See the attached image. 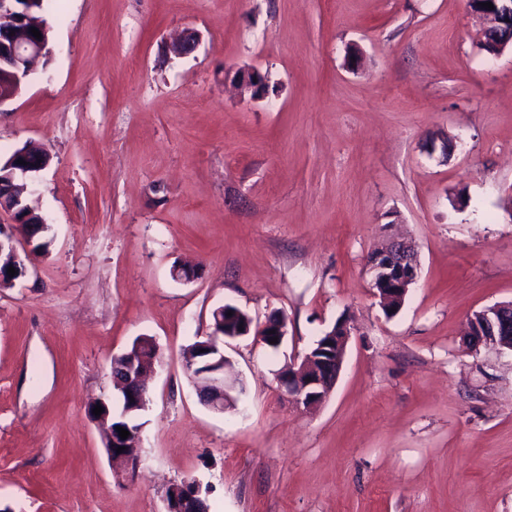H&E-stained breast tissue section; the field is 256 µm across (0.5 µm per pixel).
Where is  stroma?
<instances>
[{"label":"stroma","instance_id":"stroma-1","mask_svg":"<svg viewBox=\"0 0 512 512\" xmlns=\"http://www.w3.org/2000/svg\"><path fill=\"white\" fill-rule=\"evenodd\" d=\"M50 54L0 107V158L51 155L33 203L47 251L0 288V508L165 512L196 480L209 512H512V352L468 317L512 300V49L469 0H46ZM195 51L168 54L182 35ZM259 70L253 98L234 74ZM392 235L419 277L386 316L367 271ZM194 265L193 282L173 267ZM231 304L234 407L184 370ZM330 397L279 372L336 321ZM139 336L162 362L118 483L87 415Z\"/></svg>","mask_w":512,"mask_h":512}]
</instances>
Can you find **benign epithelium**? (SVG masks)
I'll return each mask as SVG.
<instances>
[{
	"instance_id": "benign-epithelium-1",
	"label": "benign epithelium",
	"mask_w": 512,
	"mask_h": 512,
	"mask_svg": "<svg viewBox=\"0 0 512 512\" xmlns=\"http://www.w3.org/2000/svg\"><path fill=\"white\" fill-rule=\"evenodd\" d=\"M491 2L494 9L489 10L482 4ZM24 0H0V77L9 76L14 88L0 93V108L13 101L22 91L31 72V65L49 50L47 31L41 32V38L34 37L31 32L20 28L24 23ZM474 10L486 14L493 20L488 28L491 38L484 41V48L491 54H498L507 46H512V0H469ZM236 78L243 85L252 89L256 96H264L268 89L265 78L257 70L240 71ZM24 163H18V160ZM11 175L8 183L0 181V211L6 210L14 216L13 232L0 236V257L8 254L10 266L14 267L19 276L26 275V248L33 247L32 238L27 230L25 220L17 219V203L22 201L24 194L31 191L34 175L48 166L46 154L40 153L32 157L26 151H16L8 158ZM368 270L371 274L372 288L376 290L383 311L393 316L405 303L410 288L416 283L419 274L418 256L415 247L405 241L393 240L385 248L374 252L368 259ZM17 276V277H19ZM17 277L7 273L0 262V287L11 286ZM250 329L224 333L220 329L213 330L206 336L203 344L206 369L194 374L193 379L200 388L203 403L216 412L224 411V407L233 400L232 388L224 379V368L227 358L224 356L226 341L247 336ZM467 334L469 342L475 346L492 344L501 349L512 351V301L489 306L468 318ZM288 335L286 320L277 316L267 318L259 326L257 336L277 338L282 344ZM350 336V327L345 321H338L334 328L320 337L314 346L301 359L291 363L294 373L279 375L280 387L287 399L304 410H312L331 395L341 371L346 346ZM150 370L135 373L129 369L124 379L117 385L127 390L133 398L131 410L142 412L149 401L148 381ZM104 408L101 415L92 422L104 427L107 431L105 448L110 463H121L123 469L117 476L131 481L140 465L139 445L134 439H123L112 428L114 412L104 400L97 401ZM123 448L117 452V448Z\"/></svg>"
}]
</instances>
